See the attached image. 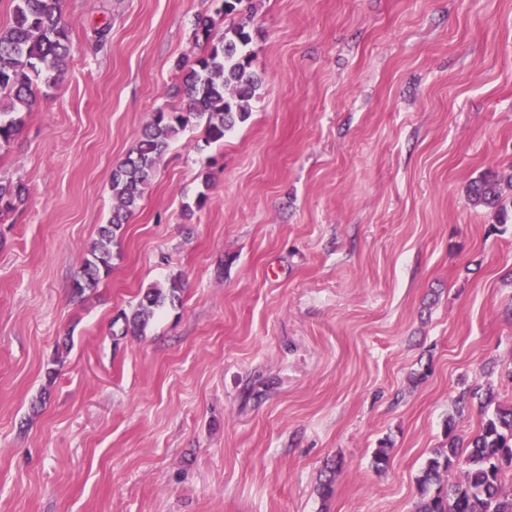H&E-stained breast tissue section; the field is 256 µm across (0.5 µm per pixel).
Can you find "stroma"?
I'll return each mask as SVG.
<instances>
[{
    "instance_id": "obj_1",
    "label": "stroma",
    "mask_w": 512,
    "mask_h": 512,
    "mask_svg": "<svg viewBox=\"0 0 512 512\" xmlns=\"http://www.w3.org/2000/svg\"><path fill=\"white\" fill-rule=\"evenodd\" d=\"M250 6L249 118L178 135L77 295L113 168L180 106L198 17L228 23L62 0L74 53L0 149L24 188L0 214V512H415L447 431H478L486 387L512 401V224L467 196L512 169V0ZM180 291L181 288L177 281H173L168 288H162L157 285L149 287L132 313L129 316L127 314L124 315L122 334L125 336L128 334L131 336L141 335L148 326L149 321L167 303L175 306L176 302H180Z\"/></svg>"
}]
</instances>
